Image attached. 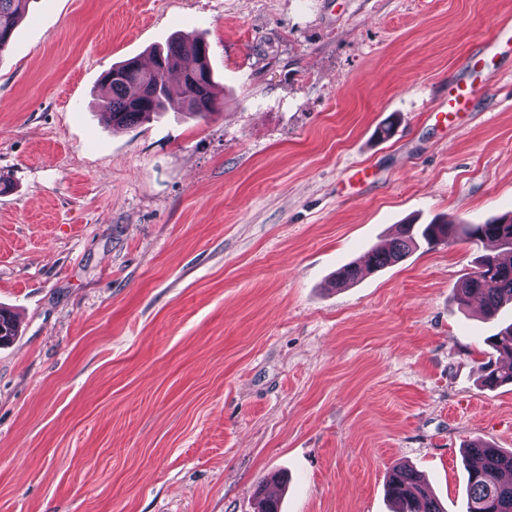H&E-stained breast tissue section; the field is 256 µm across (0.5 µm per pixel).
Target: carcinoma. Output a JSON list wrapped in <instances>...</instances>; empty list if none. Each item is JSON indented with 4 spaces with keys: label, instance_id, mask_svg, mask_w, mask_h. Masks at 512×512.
Returning <instances> with one entry per match:
<instances>
[{
    "label": "carcinoma",
    "instance_id": "1",
    "mask_svg": "<svg viewBox=\"0 0 512 512\" xmlns=\"http://www.w3.org/2000/svg\"><path fill=\"white\" fill-rule=\"evenodd\" d=\"M29 0H0V53L7 48ZM192 59L193 67L183 74V97L190 111L205 116L215 110L218 96L207 61V46L198 39L177 37L166 48L152 53L151 67L136 60L112 66L102 78L100 110L109 115L112 126L125 128L141 123L152 114L166 111L169 101L167 77ZM482 246L486 253L477 260V271L459 284V300L477 298L487 319L497 317L503 303L512 302V262L500 258L498 249L512 250V213L494 217L483 224L432 223L424 226L401 224L389 242L365 251L344 267L338 283H353L364 272L377 270L405 259L421 246L453 243L458 236ZM17 335L14 316L0 308V344ZM500 355L512 356V323L489 337ZM484 386L495 388L512 383V363H488L483 368ZM470 460L463 512H512V452L475 441L466 445ZM387 495L397 504L396 512H445L430 487L412 469L400 466L387 482Z\"/></svg>",
    "mask_w": 512,
    "mask_h": 512
}]
</instances>
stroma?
I'll return each instance as SVG.
<instances>
[{
	"mask_svg": "<svg viewBox=\"0 0 512 512\" xmlns=\"http://www.w3.org/2000/svg\"><path fill=\"white\" fill-rule=\"evenodd\" d=\"M512 0H29L0 54V512H459L463 449H512L456 302L464 239L337 286L398 224L512 211ZM207 44L224 105L117 129L113 64ZM490 53H483L487 40ZM468 111L434 106L467 78ZM396 122L392 137L377 130ZM387 495L397 504L396 512H445L430 487L413 470L400 466L390 474Z\"/></svg>",
	"mask_w": 512,
	"mask_h": 512,
	"instance_id": "obj_1",
	"label": "stroma"
}]
</instances>
